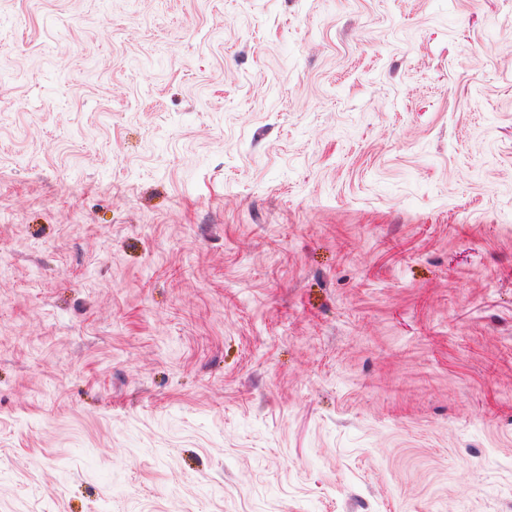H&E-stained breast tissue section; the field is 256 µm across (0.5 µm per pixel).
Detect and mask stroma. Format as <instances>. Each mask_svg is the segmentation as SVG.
Masks as SVG:
<instances>
[{
    "mask_svg": "<svg viewBox=\"0 0 512 512\" xmlns=\"http://www.w3.org/2000/svg\"><path fill=\"white\" fill-rule=\"evenodd\" d=\"M512 0H0V512H512Z\"/></svg>",
    "mask_w": 512,
    "mask_h": 512,
    "instance_id": "1",
    "label": "stroma"
}]
</instances>
